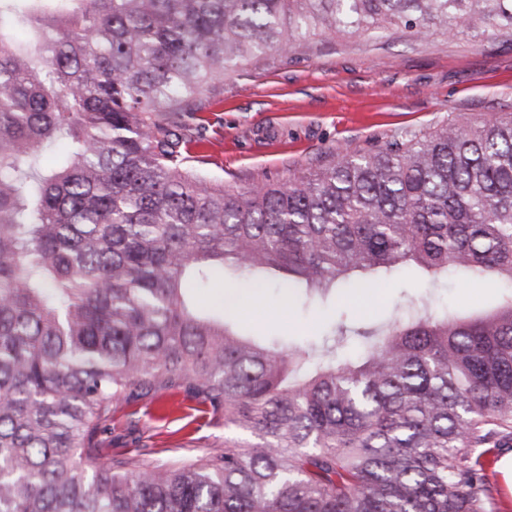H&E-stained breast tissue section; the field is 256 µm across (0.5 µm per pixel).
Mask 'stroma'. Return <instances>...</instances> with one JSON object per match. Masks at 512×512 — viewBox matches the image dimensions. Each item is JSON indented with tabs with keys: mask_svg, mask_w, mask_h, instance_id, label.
<instances>
[{
	"mask_svg": "<svg viewBox=\"0 0 512 512\" xmlns=\"http://www.w3.org/2000/svg\"><path fill=\"white\" fill-rule=\"evenodd\" d=\"M512 116V38L435 34L404 28L382 35L321 36L243 63L224 75V91L192 116H169L190 167L235 188L276 181L344 150L369 152L449 123ZM254 337L308 348L321 344L336 312L354 330L406 318L421 301L452 311L496 306L503 289L449 273L438 281L413 269L368 288H338L335 301L301 306L299 293L264 288L215 272L198 296L220 303ZM250 432L225 424L182 394L159 393L119 405L99 447L139 455L150 465L192 461L225 442L250 443Z\"/></svg>",
	"mask_w": 512,
	"mask_h": 512,
	"instance_id": "obj_1",
	"label": "stroma"
}]
</instances>
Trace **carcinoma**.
<instances>
[{"label": "carcinoma", "mask_w": 512, "mask_h": 512, "mask_svg": "<svg viewBox=\"0 0 512 512\" xmlns=\"http://www.w3.org/2000/svg\"><path fill=\"white\" fill-rule=\"evenodd\" d=\"M512 33V0H0V512H502L512 292L433 304L336 359L239 333L218 269L321 298L406 265L512 286V118L226 187L165 112L316 35ZM179 392L259 442L111 456L114 407Z\"/></svg>", "instance_id": "obj_1"}]
</instances>
